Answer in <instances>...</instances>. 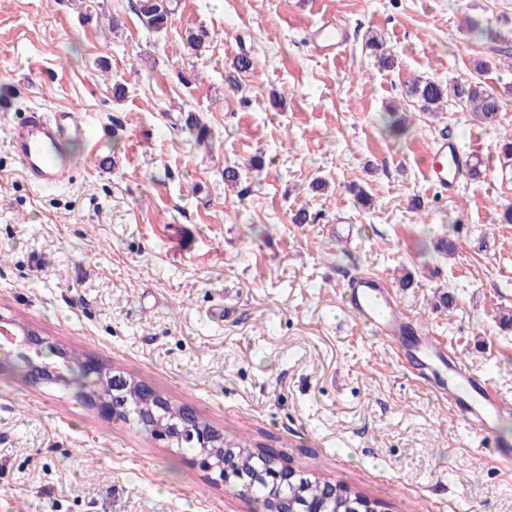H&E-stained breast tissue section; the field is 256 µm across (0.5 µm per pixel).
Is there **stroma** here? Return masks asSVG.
<instances>
[{
	"mask_svg": "<svg viewBox=\"0 0 512 512\" xmlns=\"http://www.w3.org/2000/svg\"><path fill=\"white\" fill-rule=\"evenodd\" d=\"M324 18L346 41L329 56ZM244 53L256 69L237 91ZM418 78L481 82L506 109L494 128L452 101L422 111ZM393 105L406 121L389 130ZM61 108L92 139L65 147L71 183L38 188L7 125ZM190 110L211 149L184 131ZM447 135L487 164L450 196L419 172ZM510 139L512 0H177L162 32L136 0H0V314L378 512H512V470L344 296L362 274H412L395 296L414 326L512 403ZM258 155L244 196L225 188V167ZM301 211L313 222L293 223ZM440 291L453 308H436ZM249 509L191 454L0 369V512Z\"/></svg>",
	"mask_w": 512,
	"mask_h": 512,
	"instance_id": "35a3bbf8",
	"label": "stroma"
}]
</instances>
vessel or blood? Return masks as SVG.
I'll use <instances>...</instances> for the list:
<instances>
[{"label":"vessel or blood","instance_id":"vessel-or-blood-1","mask_svg":"<svg viewBox=\"0 0 512 512\" xmlns=\"http://www.w3.org/2000/svg\"><path fill=\"white\" fill-rule=\"evenodd\" d=\"M342 39L341 28L330 20L316 31V42L324 50L340 46ZM9 134L14 156L32 185H65L71 179V169L57 158L55 150L66 141L87 140L88 126L68 108L50 115L33 110L14 122ZM468 167L469 156L458 142L442 138L436 141L422 174L433 187L451 194ZM345 296L358 323L376 328L393 344L401 364L424 360L437 364L431 388L434 397L455 412L463 404H470L479 414V428L484 435L479 445L487 447L486 436L492 431L494 415L512 406L466 364L449 360L445 345L418 332L382 277L357 278L346 285Z\"/></svg>","mask_w":512,"mask_h":512}]
</instances>
